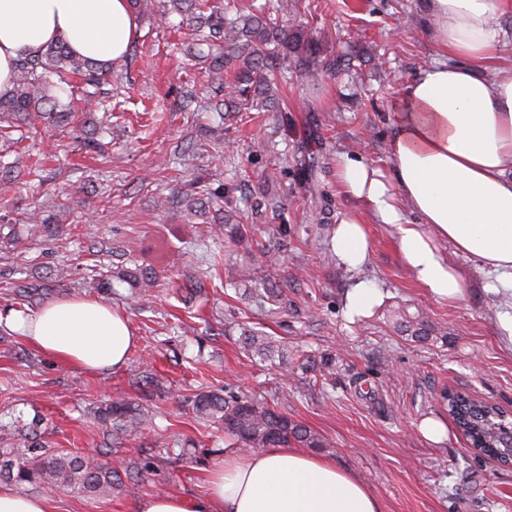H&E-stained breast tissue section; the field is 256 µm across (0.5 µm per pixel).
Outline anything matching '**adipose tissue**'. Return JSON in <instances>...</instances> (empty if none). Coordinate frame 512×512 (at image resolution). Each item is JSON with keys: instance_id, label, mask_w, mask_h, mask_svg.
Masks as SVG:
<instances>
[{"instance_id": "ef3b65f1", "label": "adipose tissue", "mask_w": 512, "mask_h": 512, "mask_svg": "<svg viewBox=\"0 0 512 512\" xmlns=\"http://www.w3.org/2000/svg\"><path fill=\"white\" fill-rule=\"evenodd\" d=\"M443 59L411 80L395 101L389 172L360 157L336 162V180L394 231L414 280L440 302L465 295L463 274L440 250L492 276L505 308L498 334L512 348V68L489 73L512 0H429ZM136 28L129 0H0V92L18 59L55 40L108 63L128 52ZM331 246L356 270L370 254L363 221L341 218ZM0 321L63 365L95 374L124 366L137 343L125 313L93 298L45 303L29 318ZM135 512H385L383 502L330 458L301 448H228L210 471L207 493L146 495Z\"/></svg>"}]
</instances>
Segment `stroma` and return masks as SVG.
<instances>
[{"label": "stroma", "mask_w": 512, "mask_h": 512, "mask_svg": "<svg viewBox=\"0 0 512 512\" xmlns=\"http://www.w3.org/2000/svg\"><path fill=\"white\" fill-rule=\"evenodd\" d=\"M297 5L294 22L320 30L329 51L353 53L358 74L340 72L312 86L289 67L278 90L288 123L274 112L223 121L212 112L183 111L186 92L203 100L212 90L187 54L180 15L154 5L137 18L126 72L106 87L115 103L107 156L84 150L88 130L81 126L24 132L10 151L0 144L6 161L19 155L44 169L42 178L23 174L0 187V214H50L62 198L71 204L62 221L73 231L67 244L32 241L22 265L0 254V312L27 317L49 299L90 296L83 278L117 265L149 264L159 276L158 286L140 297L125 284L101 296L127 315L138 338L114 373L66 367L18 332H0V448L33 433L47 453L105 455L138 471V495L197 498L224 457V432L196 416L188 400L230 384L263 401L280 399L290 418L325 438L324 456L360 477L386 512H512V467L472 454L439 404L447 388L512 412V352L497 336L499 308L488 278L472 260L450 255L465 273L467 292L456 304L438 302L406 269L390 228L372 219L366 224L371 253L360 270L322 261L330 247L325 225L357 207L337 185V157L356 153L388 168L392 102L439 55L428 0ZM257 139L264 153H252ZM308 152L324 193L315 201L298 176ZM273 169L278 180L271 184L265 175ZM238 178L253 197H278L281 217L256 218L249 202L238 200V216L257 229L252 249L223 255L212 267L194 237L195 221L181 207L160 209L156 201L199 179L216 186ZM279 222L287 224V238L273 236ZM271 252L288 280V306L272 316L225 286L244 263L256 281L265 280ZM359 279L379 288L383 301L369 318L352 323L344 300ZM192 280L205 288L190 297L184 285ZM404 307L421 313L438 339L420 343L403 332L397 320ZM246 329L280 340L294 378L284 377L278 361L244 348ZM328 353L336 357L330 373L321 367ZM112 397L147 403L152 420L136 441H114L99 424L96 408ZM427 417L444 422L440 442L420 433ZM20 490L48 495L52 512H133L136 497L115 492L90 499L35 483Z\"/></svg>", "instance_id": "1"}]
</instances>
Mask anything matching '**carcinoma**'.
Returning a JSON list of instances; mask_svg holds the SVG:
<instances>
[{
  "label": "carcinoma",
  "mask_w": 512,
  "mask_h": 512,
  "mask_svg": "<svg viewBox=\"0 0 512 512\" xmlns=\"http://www.w3.org/2000/svg\"><path fill=\"white\" fill-rule=\"evenodd\" d=\"M183 16L189 31L194 58L208 64L206 70L215 93L224 99L207 100L198 107L209 112H278L288 124L287 110L281 108L277 95L279 83L288 79V61L301 66L313 81L336 72L338 58L324 50L325 42L316 29L306 25H287L283 17L296 8L294 0H264L258 4H240L239 0H159ZM118 63H98L75 55L68 45L58 40L47 44L36 54L19 60L14 67L12 88L0 93V138L10 140L8 129L25 125L35 129L41 123L59 128L81 122L91 107L101 108L106 98L102 85ZM80 79L81 105L62 102L56 91L64 90L72 78ZM303 179L312 195L320 198L314 162L302 164ZM242 183H225L213 188L198 180L191 188L176 196L187 211L203 213V200L224 203V216L213 219L224 241L236 248L251 249L253 231L232 220L236 193ZM27 225V234L17 231ZM68 225L58 223L56 215L41 211L18 212L16 217L0 224V251L24 254L25 240L37 236L58 239ZM157 279L153 269L120 268L112 274L93 278L84 287L109 290L114 282L126 283L137 290L152 288ZM256 291L259 303H271L270 313L283 308V291L272 282L260 283ZM400 326L419 341H427L431 332L424 321L407 314ZM245 347L264 359L272 360L283 352L280 341L260 330L243 333ZM456 429L466 437L472 450L504 462L512 458V423L499 407L466 392L442 394ZM194 412L201 418L224 428V435L236 448L288 447L294 442L304 448L327 447L324 438L307 426L269 404L235 392L230 385L219 391H202L191 400ZM99 423L112 427V436L122 441L134 439L149 422L148 409L133 401L116 398L103 402L96 410ZM26 452L17 458L0 457V480L15 483L37 482L48 489L69 488L89 498L109 495L115 490L134 492L138 481H124L121 468L106 464L96 456L51 455L39 452L41 444L30 437Z\"/></svg>",
  "instance_id": "cac0c4a2"
}]
</instances>
